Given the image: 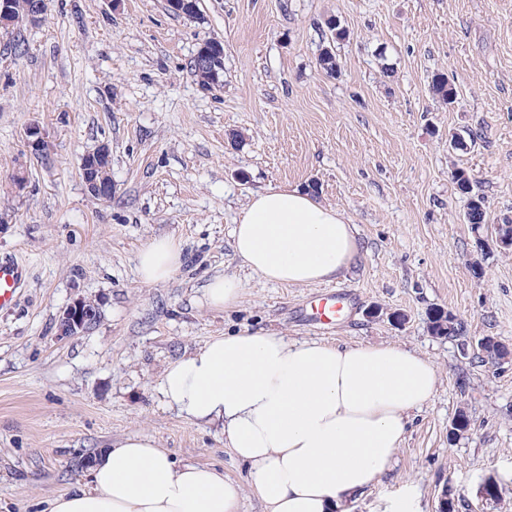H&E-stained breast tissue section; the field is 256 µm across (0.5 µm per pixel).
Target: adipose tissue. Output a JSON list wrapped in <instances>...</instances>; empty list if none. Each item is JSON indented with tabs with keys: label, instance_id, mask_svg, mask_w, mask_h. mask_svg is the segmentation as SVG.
<instances>
[{
	"label": "adipose tissue",
	"instance_id": "obj_1",
	"mask_svg": "<svg viewBox=\"0 0 512 512\" xmlns=\"http://www.w3.org/2000/svg\"><path fill=\"white\" fill-rule=\"evenodd\" d=\"M232 249L266 281L308 285L342 277L359 244L338 207L305 189L271 187L250 196ZM182 259L180 241L157 237L140 250L137 271L144 283H162ZM439 378L428 359L395 343L338 346L247 330L176 360L160 388L185 420L221 425L264 512H341L388 472L409 411L431 399ZM242 496L223 472L132 435L47 512H239Z\"/></svg>",
	"mask_w": 512,
	"mask_h": 512
}]
</instances>
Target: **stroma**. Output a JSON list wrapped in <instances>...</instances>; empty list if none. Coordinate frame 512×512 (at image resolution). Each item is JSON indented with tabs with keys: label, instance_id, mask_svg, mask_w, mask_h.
I'll return each mask as SVG.
<instances>
[{
	"label": "stroma",
	"instance_id": "obj_1",
	"mask_svg": "<svg viewBox=\"0 0 512 512\" xmlns=\"http://www.w3.org/2000/svg\"><path fill=\"white\" fill-rule=\"evenodd\" d=\"M199 7L192 19L167 0H47L20 56L0 31V256L25 266L16 305L0 311V512H44L88 481L87 459L133 434L222 470L244 489L241 512H262L220 425L186 421L159 389L169 364L244 330L396 343L438 369L390 470L349 512H385L408 485L420 512L444 494L471 504L488 479L499 497L485 512H512V364L462 358L429 330L450 310L469 337L512 347V250L493 242L512 216V0ZM332 18L348 36L330 75L317 58ZM209 38L224 43V76L205 89L187 62ZM437 73L457 87L455 104L433 95ZM32 124L44 155L25 144ZM471 130L474 146L449 151L452 134ZM103 144L107 202L80 175ZM457 168L486 200L481 231L463 220ZM288 186L313 188L355 225L362 248L344 278L290 286L241 269L231 230L249 194ZM164 235L181 242L184 263L167 282L143 283L137 255ZM224 273L239 275L241 301L210 309L203 290ZM336 291L354 305L315 319L312 302ZM78 299L95 303L96 322L59 335ZM461 409L469 424L454 435Z\"/></svg>",
	"mask_w": 512,
	"mask_h": 512
}]
</instances>
